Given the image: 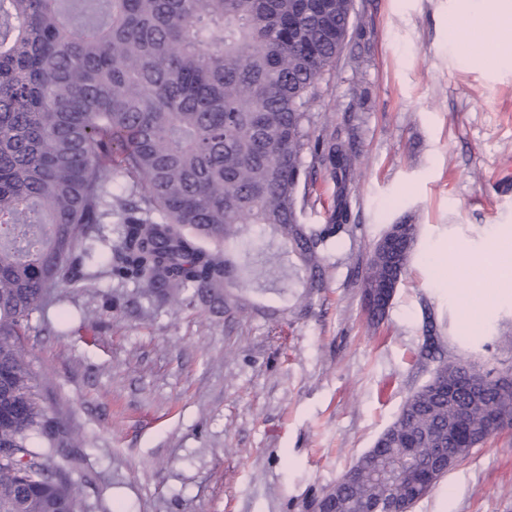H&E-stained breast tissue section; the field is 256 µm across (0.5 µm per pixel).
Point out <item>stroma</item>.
Listing matches in <instances>:
<instances>
[{"label": "stroma", "mask_w": 512, "mask_h": 512, "mask_svg": "<svg viewBox=\"0 0 512 512\" xmlns=\"http://www.w3.org/2000/svg\"><path fill=\"white\" fill-rule=\"evenodd\" d=\"M480 0H355L313 110L356 112L355 222L309 314L249 292L224 316L159 305L101 274L32 315L29 357L68 419L84 512H310L441 364L512 367V287L479 257L512 231V53ZM420 233L384 318L361 271L389 225ZM412 512H512V431L473 449Z\"/></svg>", "instance_id": "35a3bbf8"}]
</instances>
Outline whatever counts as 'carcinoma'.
<instances>
[{
    "label": "carcinoma",
    "instance_id": "obj_1",
    "mask_svg": "<svg viewBox=\"0 0 512 512\" xmlns=\"http://www.w3.org/2000/svg\"><path fill=\"white\" fill-rule=\"evenodd\" d=\"M354 16L355 0H0V512H81L71 429L25 336L55 288L95 277L85 264L107 260L150 301L239 313L251 303L229 246L255 224L295 257V306L312 308L332 239L354 225L341 202L325 224L302 223L299 185L344 183L359 164L356 125L317 135L313 112ZM119 176L133 184L114 194ZM114 217L117 240L96 258ZM418 236L390 225L362 286L391 297ZM270 247L245 252L244 268L282 296L288 271ZM472 366L440 365L316 503L412 507L444 477L412 492L429 449H448L451 471L487 444L490 415L512 419V385L471 393Z\"/></svg>",
    "mask_w": 512,
    "mask_h": 512
}]
</instances>
